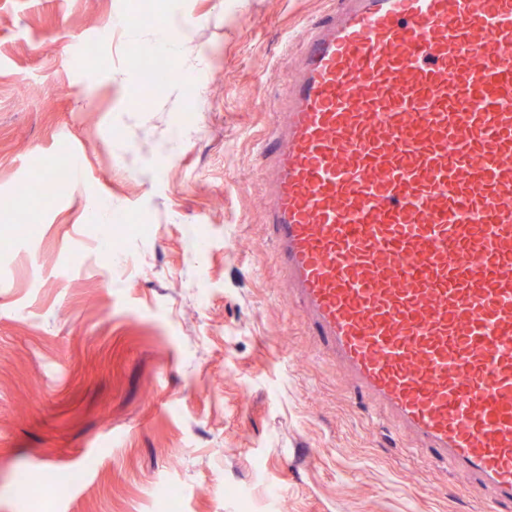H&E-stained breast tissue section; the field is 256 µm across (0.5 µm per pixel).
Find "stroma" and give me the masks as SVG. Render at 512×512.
<instances>
[{"instance_id": "1", "label": "stroma", "mask_w": 512, "mask_h": 512, "mask_svg": "<svg viewBox=\"0 0 512 512\" xmlns=\"http://www.w3.org/2000/svg\"><path fill=\"white\" fill-rule=\"evenodd\" d=\"M342 6L0 0V512H511L411 457L280 281L255 147ZM160 16L159 92L128 53Z\"/></svg>"}]
</instances>
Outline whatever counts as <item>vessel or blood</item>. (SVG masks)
<instances>
[{
    "label": "vessel or blood",
    "mask_w": 512,
    "mask_h": 512,
    "mask_svg": "<svg viewBox=\"0 0 512 512\" xmlns=\"http://www.w3.org/2000/svg\"><path fill=\"white\" fill-rule=\"evenodd\" d=\"M260 153L323 353L410 451L512 505V0H344Z\"/></svg>",
    "instance_id": "b4317fda"
}]
</instances>
